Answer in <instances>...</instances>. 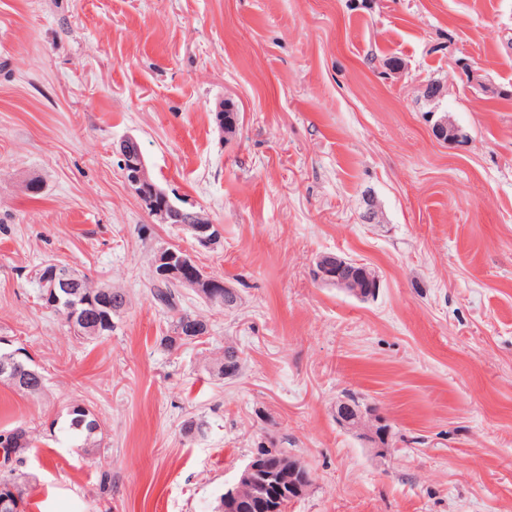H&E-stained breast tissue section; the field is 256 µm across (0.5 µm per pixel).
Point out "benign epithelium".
Instances as JSON below:
<instances>
[{
  "mask_svg": "<svg viewBox=\"0 0 512 512\" xmlns=\"http://www.w3.org/2000/svg\"><path fill=\"white\" fill-rule=\"evenodd\" d=\"M435 136L445 142L458 143L464 140L462 129L453 122L442 119L434 126ZM122 172L125 180L143 206L161 224H180L201 247L215 244L219 231L216 226L195 214H189L173 202L150 176L139 143L132 137L124 139L120 146ZM154 268L159 279L180 288H190L210 303H224V308H234L239 297L224 281L205 273L196 262L193 253L180 244H171L156 254ZM316 281L338 288L350 289V294L368 299L376 296L379 288L362 284L355 274L347 273L341 260L333 254L317 258L312 268ZM81 280L78 273L52 266L47 269L42 287L43 298L58 296L60 292L70 295L79 290ZM336 423L368 443L376 454L383 457L388 449L381 446L380 436L386 432L387 419L369 405H362L348 396L336 402ZM313 484L311 470L293 455L283 464L269 461V457L254 455L240 472L236 483L224 491V512H235L242 502L252 512H282L284 506L304 497Z\"/></svg>",
  "mask_w": 512,
  "mask_h": 512,
  "instance_id": "7a95c632",
  "label": "benign epithelium"
}]
</instances>
